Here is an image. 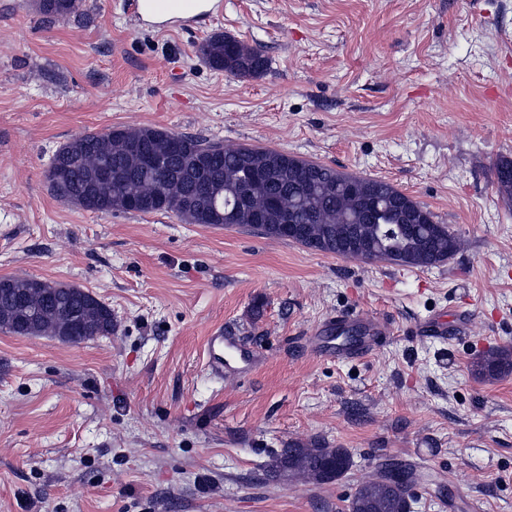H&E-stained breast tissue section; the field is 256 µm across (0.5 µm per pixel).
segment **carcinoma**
<instances>
[{
    "label": "carcinoma",
    "instance_id": "1",
    "mask_svg": "<svg viewBox=\"0 0 512 512\" xmlns=\"http://www.w3.org/2000/svg\"><path fill=\"white\" fill-rule=\"evenodd\" d=\"M83 0H36L48 19L81 15ZM212 69L237 78L264 73L267 58L256 48L222 33L200 47ZM47 178L54 194L94 213L173 211L187 224L246 226L273 239L289 216L302 230L295 242L345 259L385 261L409 267L444 262L463 240L433 213L384 180L341 172L275 149L230 146L149 126L108 129L78 135L50 161ZM499 192L512 198V161L496 166ZM53 296L35 295L28 336H50L59 313L86 314L71 285L35 278L1 277V288H32L37 283ZM88 332L112 335V310L105 304L89 313ZM512 372V348L483 355L474 375L493 380ZM351 456L345 448L314 444L277 450L265 467L266 479L302 477L317 483L341 478ZM413 472L391 465L363 482L349 512H410Z\"/></svg>",
    "mask_w": 512,
    "mask_h": 512
}]
</instances>
